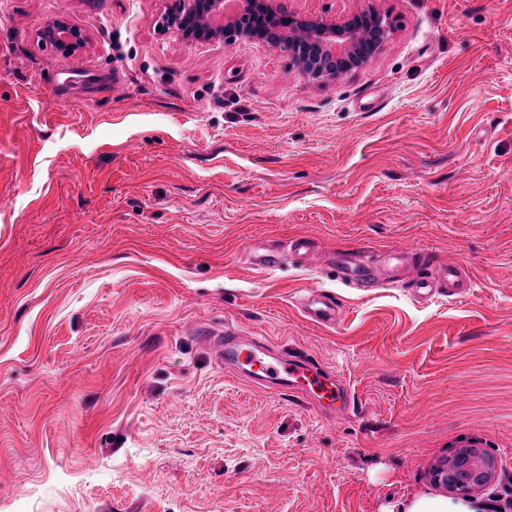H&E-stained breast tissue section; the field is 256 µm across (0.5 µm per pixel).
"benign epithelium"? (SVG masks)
Returning a JSON list of instances; mask_svg holds the SVG:
<instances>
[{
    "mask_svg": "<svg viewBox=\"0 0 512 512\" xmlns=\"http://www.w3.org/2000/svg\"><path fill=\"white\" fill-rule=\"evenodd\" d=\"M224 10V0H194L186 11L171 8L166 25L185 41L219 40L231 35L242 41H263L276 32L294 49L297 65L304 73L316 72L314 78L328 76L330 63L341 62L351 68L366 63L376 52L373 31L374 14L363 12L341 20H327L296 13H283L273 0H243L225 24L213 23ZM41 41L52 42L65 56L82 47L86 35L63 18L48 22L38 32Z\"/></svg>",
    "mask_w": 512,
    "mask_h": 512,
    "instance_id": "obj_1",
    "label": "benign epithelium"
}]
</instances>
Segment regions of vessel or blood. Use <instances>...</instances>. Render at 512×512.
Instances as JSON below:
<instances>
[{
	"instance_id": "vessel-or-blood-1",
	"label": "vessel or blood",
	"mask_w": 512,
	"mask_h": 512,
	"mask_svg": "<svg viewBox=\"0 0 512 512\" xmlns=\"http://www.w3.org/2000/svg\"><path fill=\"white\" fill-rule=\"evenodd\" d=\"M337 267L348 285L372 288L377 284L378 275L373 262L342 259ZM471 283V277L463 267L445 266L414 281L413 293L420 300L443 291L453 296ZM305 313L317 323L332 324L337 320L338 307L333 299L315 293L309 296ZM222 350L226 370L274 391L303 397L322 416L343 414L355 407L353 392L346 379L327 370L307 354L273 350L265 337H243L238 328L230 325L224 328Z\"/></svg>"
}]
</instances>
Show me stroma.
<instances>
[{
  "mask_svg": "<svg viewBox=\"0 0 512 512\" xmlns=\"http://www.w3.org/2000/svg\"><path fill=\"white\" fill-rule=\"evenodd\" d=\"M278 2L393 27L315 82L180 40L192 0H0V512H389L447 494L431 469L463 448L494 459L472 498L512 482V0ZM57 17L72 56L38 40ZM298 236L272 272L242 252ZM401 249L472 288L331 260ZM228 324L339 372L354 411L226 373ZM42 42L51 41L55 47L65 56L71 55L82 47L87 40L86 35L77 27L70 25L63 18H56L48 22L38 32ZM341 278L350 286L373 288L378 279L375 264L371 261L340 259L336 262ZM472 280L470 275L461 266L441 267L430 276L418 278L411 288L417 299L426 300L436 293L448 291V296H454L462 292L463 288H469ZM305 313L313 321L320 324H335L338 317L336 302L328 296L311 294L305 304Z\"/></svg>",
  "mask_w": 512,
  "mask_h": 512,
  "instance_id": "1",
  "label": "stroma"
}]
</instances>
